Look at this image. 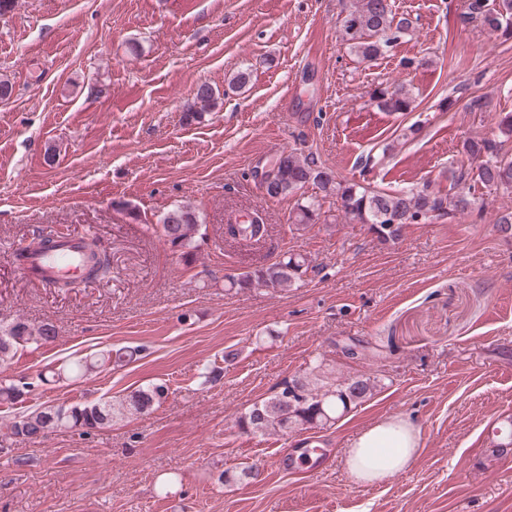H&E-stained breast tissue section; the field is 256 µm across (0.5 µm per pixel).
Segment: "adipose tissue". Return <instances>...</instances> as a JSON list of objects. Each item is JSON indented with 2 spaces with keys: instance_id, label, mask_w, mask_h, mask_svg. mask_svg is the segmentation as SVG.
Returning <instances> with one entry per match:
<instances>
[{
  "instance_id": "1",
  "label": "adipose tissue",
  "mask_w": 512,
  "mask_h": 512,
  "mask_svg": "<svg viewBox=\"0 0 512 512\" xmlns=\"http://www.w3.org/2000/svg\"><path fill=\"white\" fill-rule=\"evenodd\" d=\"M419 450L418 429L402 418L382 420L359 434L346 450L350 476L378 484L407 469Z\"/></svg>"
}]
</instances>
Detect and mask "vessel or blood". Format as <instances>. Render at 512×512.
I'll return each instance as SVG.
<instances>
[{
  "mask_svg": "<svg viewBox=\"0 0 512 512\" xmlns=\"http://www.w3.org/2000/svg\"><path fill=\"white\" fill-rule=\"evenodd\" d=\"M87 254L81 237L60 233L52 238V250L48 253H30L25 261L24 273L40 283L51 286L63 270L76 271L84 268Z\"/></svg>",
  "mask_w": 512,
  "mask_h": 512,
  "instance_id": "b4317fda",
  "label": "vessel or blood"
}]
</instances>
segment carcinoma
<instances>
[{
    "label": "carcinoma",
    "mask_w": 512,
    "mask_h": 512,
    "mask_svg": "<svg viewBox=\"0 0 512 512\" xmlns=\"http://www.w3.org/2000/svg\"><path fill=\"white\" fill-rule=\"evenodd\" d=\"M460 20L490 34L512 38V0H464ZM340 28L348 49L364 60H372L397 41L399 34L408 30L409 22L405 18L395 19L391 0H352L340 20ZM372 99L387 112L412 111L413 97L403 84L376 90ZM216 104L213 88L202 83L196 87L193 98L184 104L183 111L187 118L194 120L212 111ZM462 150L471 164L460 166L452 176L448 190L426 185L419 190L392 194L370 191L356 182L337 180L319 169L313 157L284 151L277 158L278 174L267 186L266 193L272 199L286 198L311 183L321 196L297 204L290 215L292 223H317L322 201L334 197L341 204L344 218L369 225L379 243L389 244L401 237L408 224L433 216L474 212L479 203L477 191L481 189L493 187L512 194V159L504 153V142L469 138L463 141ZM198 227L195 207L184 203L163 215L157 230L171 247L186 249L191 247ZM229 232L235 239L254 244L264 239L266 229L253 224H231ZM89 253V270L93 271V278L107 277L111 273L108 255L93 249ZM305 264V258L290 256L241 274L231 286L249 288L264 284L287 288L300 278ZM56 337L55 326L48 323L38 327L15 323L7 332V338H0V366L12 360L18 350L28 344L49 343ZM139 353L137 347L110 348L87 357L85 363L76 364L72 372L124 366L134 361ZM294 381L301 390L302 400L290 403L276 391L251 406L243 417L244 426L254 433L274 431L283 435L300 426H324L336 420L338 413L362 403L375 388V382L367 376L338 379L321 364L294 377ZM167 391L166 385L154 384L131 391L116 402L49 405L14 418L0 434L12 438L43 434L61 427L95 428L104 418L114 423L153 408L162 402Z\"/></svg>",
    "instance_id": "cac0c4a2"
}]
</instances>
